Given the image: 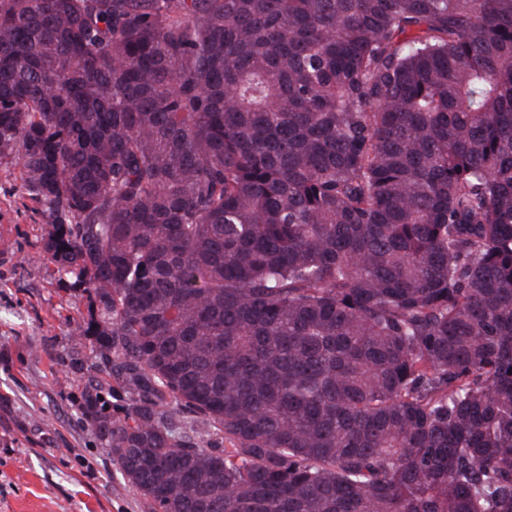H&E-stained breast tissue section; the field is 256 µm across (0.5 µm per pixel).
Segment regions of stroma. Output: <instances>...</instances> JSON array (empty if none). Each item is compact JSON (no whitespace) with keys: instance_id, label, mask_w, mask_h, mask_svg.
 Masks as SVG:
<instances>
[{"instance_id":"obj_1","label":"stroma","mask_w":512,"mask_h":512,"mask_svg":"<svg viewBox=\"0 0 512 512\" xmlns=\"http://www.w3.org/2000/svg\"><path fill=\"white\" fill-rule=\"evenodd\" d=\"M19 177L0 162V512H144L83 414L94 355L70 336L90 296L46 259Z\"/></svg>"}]
</instances>
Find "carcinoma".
I'll return each mask as SVG.
<instances>
[{
	"label": "carcinoma",
	"instance_id": "cac0c4a2",
	"mask_svg": "<svg viewBox=\"0 0 512 512\" xmlns=\"http://www.w3.org/2000/svg\"><path fill=\"white\" fill-rule=\"evenodd\" d=\"M1 158L145 512H512V0H0Z\"/></svg>",
	"mask_w": 512,
	"mask_h": 512
}]
</instances>
